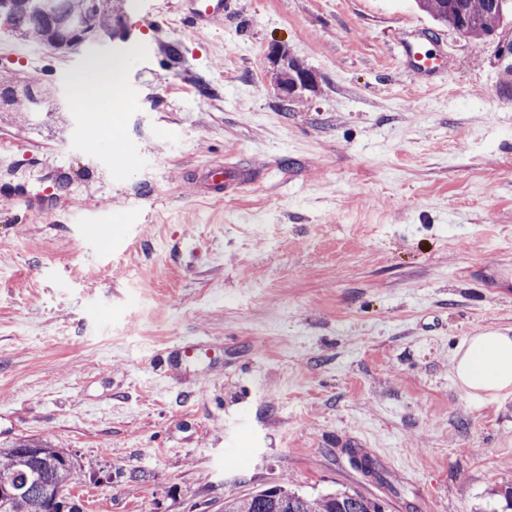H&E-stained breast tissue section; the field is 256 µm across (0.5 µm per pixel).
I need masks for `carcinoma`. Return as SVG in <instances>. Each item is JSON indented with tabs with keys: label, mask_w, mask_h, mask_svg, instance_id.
Returning a JSON list of instances; mask_svg holds the SVG:
<instances>
[{
	"label": "carcinoma",
	"mask_w": 512,
	"mask_h": 512,
	"mask_svg": "<svg viewBox=\"0 0 512 512\" xmlns=\"http://www.w3.org/2000/svg\"><path fill=\"white\" fill-rule=\"evenodd\" d=\"M9 33L38 45L71 47L70 22L87 15L105 29L119 22L127 0H11ZM421 10L442 25L475 41L496 35L503 18L512 12V0H417ZM36 87L22 89L9 72L0 73V104L9 112L30 118L41 111L39 97L47 92L42 77ZM77 463L61 448L48 442L34 444L19 439L0 446V481H11L0 494V512H48L49 493L69 490ZM222 512H385L380 500L360 492H335L309 497L284 485L272 486L245 498L224 500Z\"/></svg>",
	"instance_id": "obj_1"
}]
</instances>
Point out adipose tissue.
<instances>
[{
  "label": "adipose tissue",
  "instance_id": "1",
  "mask_svg": "<svg viewBox=\"0 0 512 512\" xmlns=\"http://www.w3.org/2000/svg\"><path fill=\"white\" fill-rule=\"evenodd\" d=\"M453 372L474 396L512 390V335L484 330L468 337L454 357Z\"/></svg>",
  "mask_w": 512,
  "mask_h": 512
}]
</instances>
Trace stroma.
Segmentation results:
<instances>
[{"mask_svg":"<svg viewBox=\"0 0 512 512\" xmlns=\"http://www.w3.org/2000/svg\"><path fill=\"white\" fill-rule=\"evenodd\" d=\"M177 3L68 51L0 31V70L50 89L0 112V443L66 449L81 512L283 483L501 512L512 391L466 394L453 360L512 331V19L477 45L415 0H237L199 33ZM413 23L453 46L440 75L402 64ZM274 45L315 76L286 106ZM93 80L117 110L79 112ZM233 164L250 183L196 194Z\"/></svg>","mask_w":512,"mask_h":512,"instance_id":"stroma-1","label":"stroma"}]
</instances>
